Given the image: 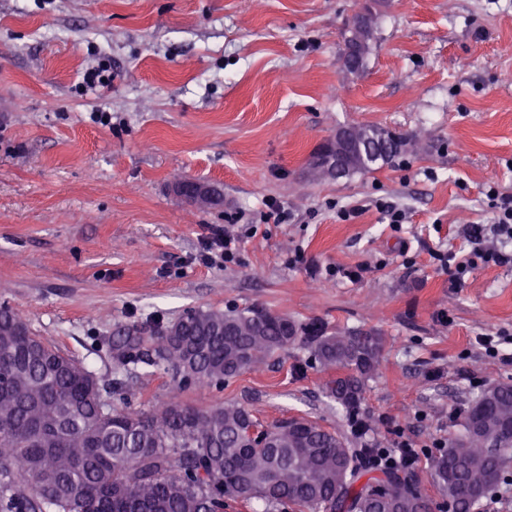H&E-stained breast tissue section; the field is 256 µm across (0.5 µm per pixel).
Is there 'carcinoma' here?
<instances>
[{"mask_svg": "<svg viewBox=\"0 0 512 512\" xmlns=\"http://www.w3.org/2000/svg\"><path fill=\"white\" fill-rule=\"evenodd\" d=\"M377 132L382 142L348 145L344 175L398 157L410 138ZM330 141L313 155L325 172ZM311 338V361L338 371L327 394L347 412L359 406L374 375L382 337L327 332L270 310L196 308L156 329L131 327L107 340L115 373L152 368L183 390L223 387L245 371ZM235 403L206 409L173 402L143 413L121 380L95 372L45 344L19 313L0 307V512H226L259 500L264 512H428L431 502L413 465H394L377 448H350L344 438L302 418L258 428ZM464 434L434 461V479L452 512H479L512 469V384L484 389L468 409Z\"/></svg>", "mask_w": 512, "mask_h": 512, "instance_id": "obj_1", "label": "carcinoma"}]
</instances>
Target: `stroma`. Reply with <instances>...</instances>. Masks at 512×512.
<instances>
[{"label":"stroma","mask_w":512,"mask_h":512,"mask_svg":"<svg viewBox=\"0 0 512 512\" xmlns=\"http://www.w3.org/2000/svg\"><path fill=\"white\" fill-rule=\"evenodd\" d=\"M355 5L0 0V306L108 381L101 338L197 307L376 333L362 436L306 342L220 390L177 391L161 372L127 385L146 411L231 402L264 426L316 421L352 448L408 444L437 502L435 458L483 389L512 383V260L483 258L497 245L487 192L512 194V0H384L362 72L341 54ZM102 59L115 80L85 90ZM346 124L420 143L362 175L315 174L312 152ZM176 172L220 204L177 196ZM271 199L286 223L263 221ZM343 206L358 215L341 220ZM224 229L234 260L204 263ZM448 253L473 263L457 274ZM486 334L505 336L498 353L477 344Z\"/></svg>","instance_id":"obj_1"}]
</instances>
